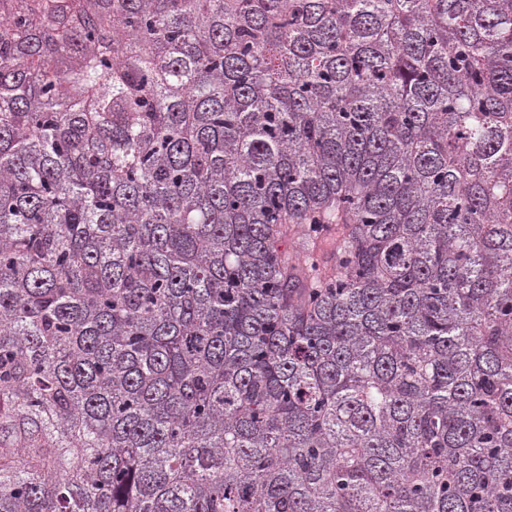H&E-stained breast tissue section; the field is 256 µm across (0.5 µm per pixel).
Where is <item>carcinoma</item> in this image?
I'll use <instances>...</instances> for the list:
<instances>
[{"mask_svg": "<svg viewBox=\"0 0 512 512\" xmlns=\"http://www.w3.org/2000/svg\"><path fill=\"white\" fill-rule=\"evenodd\" d=\"M0 512H512V0H0Z\"/></svg>", "mask_w": 512, "mask_h": 512, "instance_id": "carcinoma-1", "label": "carcinoma"}]
</instances>
